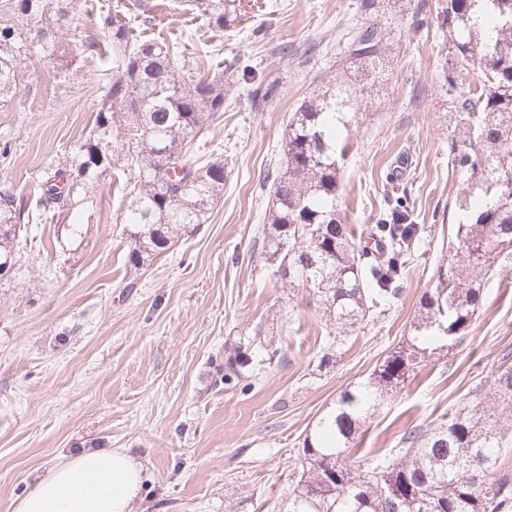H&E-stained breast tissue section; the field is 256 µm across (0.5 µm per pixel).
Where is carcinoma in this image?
I'll use <instances>...</instances> for the list:
<instances>
[{
	"label": "carcinoma",
	"instance_id": "carcinoma-1",
	"mask_svg": "<svg viewBox=\"0 0 512 512\" xmlns=\"http://www.w3.org/2000/svg\"><path fill=\"white\" fill-rule=\"evenodd\" d=\"M46 6L47 0L8 3L23 16ZM188 6L216 29L236 21L230 0H189ZM436 9L448 24L446 82L458 134L449 161L462 185L453 201L457 223L448 252L435 267L434 287L421 297L410 350L387 356L367 382L342 392L318 419L303 439L288 499L278 512H512V477L499 471L508 434L498 427L496 412L482 404V393L490 390L512 412L511 366L435 423L406 429L394 455L356 461L349 453L370 407L401 388L417 355L430 346L448 347L469 330L494 263L512 249V0H446ZM97 27L112 49V67L95 128L77 145L71 169L32 184V199L9 186L0 189V264L15 265L21 224L56 218L70 236L81 234L78 206L94 202L98 178L112 166L114 128L121 121L140 179L126 216L134 270L169 250L178 227L207 223L224 189V160L199 153L208 122L224 111V71L205 74L179 47L137 39L126 16L110 7L100 11ZM388 41L387 30L373 23L355 31L345 55L374 81ZM100 47L90 36L65 49L53 34L35 43L12 26H0V103L30 52L63 72L78 60L95 61ZM241 73L252 105L260 107L269 85L249 64ZM355 92L337 78L288 115L284 166L272 171V206L261 231L262 252L281 278L312 290L342 328L384 312L400 296L407 257L420 238L404 196L388 203L365 230L374 241L370 248L342 222L337 198ZM256 344L262 345L259 328L226 357L224 389L248 388L244 380L278 356L279 349H267L266 357L254 360Z\"/></svg>",
	"mask_w": 512,
	"mask_h": 512
}]
</instances>
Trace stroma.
I'll use <instances>...</instances> for the list:
<instances>
[{
    "label": "stroma",
    "instance_id": "1",
    "mask_svg": "<svg viewBox=\"0 0 512 512\" xmlns=\"http://www.w3.org/2000/svg\"><path fill=\"white\" fill-rule=\"evenodd\" d=\"M152 2L157 24L136 29L137 38L179 43L230 84L208 132L222 146L228 178L206 224L180 231L168 251L132 270L125 216L138 171L119 136L80 237L53 222L21 232L17 262L0 275V512H13L39 473L86 448L121 449L141 465L133 512H274L312 425L412 339L455 221L449 204L461 185L448 163L442 19L432 14L414 26L418 0H385L375 15L362 13L360 0H235L238 19L224 30L186 10L185 0ZM107 3L137 14L134 0H76L69 15L50 0L37 16L0 10V24L95 36ZM373 22L390 34L386 78L357 94L338 210L360 230L383 211L384 189L406 190L421 240L401 296L347 331L325 367L334 322L253 243L271 205L266 174L283 161L289 112L349 68L351 31ZM238 58L276 82L262 109L242 93ZM110 65L106 52L61 79L40 54L22 62L13 98L0 104V145L9 146L0 185L25 194L46 170L70 166L94 127ZM258 324L279 361L251 389L215 391L228 352ZM504 364L512 366V257L487 282L470 332L423 359L395 397L371 410L354 455L395 447L406 428L432 423Z\"/></svg>",
    "mask_w": 512,
    "mask_h": 512
}]
</instances>
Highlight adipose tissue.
Wrapping results in <instances>:
<instances>
[{"label":"adipose tissue","instance_id":"obj_1","mask_svg":"<svg viewBox=\"0 0 512 512\" xmlns=\"http://www.w3.org/2000/svg\"><path fill=\"white\" fill-rule=\"evenodd\" d=\"M140 466L120 450L82 452L48 468L14 512H132Z\"/></svg>","mask_w":512,"mask_h":512}]
</instances>
